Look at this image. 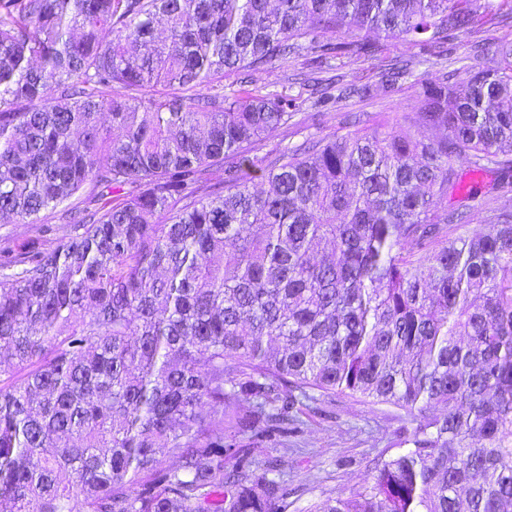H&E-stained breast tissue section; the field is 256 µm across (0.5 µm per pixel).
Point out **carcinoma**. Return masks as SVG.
<instances>
[{"instance_id": "cac0c4a2", "label": "carcinoma", "mask_w": 512, "mask_h": 512, "mask_svg": "<svg viewBox=\"0 0 512 512\" xmlns=\"http://www.w3.org/2000/svg\"><path fill=\"white\" fill-rule=\"evenodd\" d=\"M502 6L0 0V223L87 193L60 237L0 249L10 512H288L258 445L336 396L402 411L399 452L307 512H512V43L263 156L299 104L247 85L382 37L446 60ZM462 164L497 178L461 205Z\"/></svg>"}]
</instances>
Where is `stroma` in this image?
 I'll return each instance as SVG.
<instances>
[{
    "label": "stroma",
    "mask_w": 512,
    "mask_h": 512,
    "mask_svg": "<svg viewBox=\"0 0 512 512\" xmlns=\"http://www.w3.org/2000/svg\"><path fill=\"white\" fill-rule=\"evenodd\" d=\"M379 58H341L335 60L333 69L324 70L323 78L342 79L368 87L366 97L342 100L326 106L304 102L298 114L290 119L287 128L262 143L261 152H269L286 144H295L305 135L328 136L341 131L346 113L406 112L412 104L413 89L410 84L394 93H385L375 85L379 62L411 58L415 50L401 41H382ZM308 70L305 59L289 61L257 74V85L268 90H278L295 97H304L306 89L299 83L300 74ZM328 414L309 412L305 415L303 433L289 438L287 444L266 443L264 454L283 461L286 477L294 483L312 485L313 490L297 501V508L310 505L316 492L347 491L360 485L369 467L394 437L398 426L399 411L389 405L360 404L348 398H337L329 404Z\"/></svg>",
    "instance_id": "35a3bbf8"
}]
</instances>
